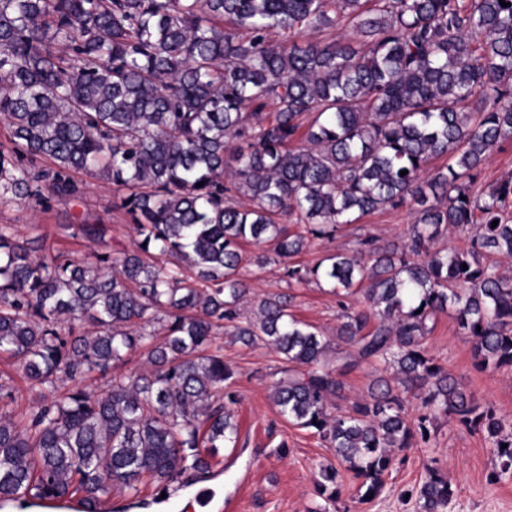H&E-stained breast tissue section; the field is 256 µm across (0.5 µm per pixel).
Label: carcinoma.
Masks as SVG:
<instances>
[{
    "mask_svg": "<svg viewBox=\"0 0 512 512\" xmlns=\"http://www.w3.org/2000/svg\"><path fill=\"white\" fill-rule=\"evenodd\" d=\"M505 2L0 0V120L11 143L0 149V206L71 197L76 174L102 176L138 236L132 251L88 263L0 224V355L54 392L18 420L0 416V504L76 496L82 512H99L114 489L137 498L149 481L164 492L177 473L208 472L218 449L238 442L233 371L217 344L228 327L291 365L274 402L361 479L358 503L380 495L396 452L431 439L427 417L407 419L409 394L484 432L496 478L512 476V432L426 347L428 321L452 307L475 365L512 369V277L489 260L512 257V180L473 190L484 161L512 143ZM336 27L348 34L272 39ZM409 203L402 243L367 236L314 267L288 265L311 240ZM282 214L307 233L290 232ZM450 228L470 233L467 246L434 249ZM77 230L104 242L102 224ZM246 242L269 249L251 258ZM252 262L361 294L336 326V347L353 359L327 361L330 340L288 312L289 295L244 314ZM161 314L168 334L149 371L98 393L57 386L126 364ZM84 321L95 334L75 333ZM372 361L389 375L330 416L341 377ZM338 477L320 472L329 501ZM419 494L426 512H441L455 487L432 470Z\"/></svg>",
    "mask_w": 512,
    "mask_h": 512,
    "instance_id": "obj_1",
    "label": "carcinoma"
}]
</instances>
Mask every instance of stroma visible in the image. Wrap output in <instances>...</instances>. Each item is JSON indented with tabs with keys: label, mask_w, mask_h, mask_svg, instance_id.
Returning a JSON list of instances; mask_svg holds the SVG:
<instances>
[{
	"label": "stroma",
	"mask_w": 512,
	"mask_h": 512,
	"mask_svg": "<svg viewBox=\"0 0 512 512\" xmlns=\"http://www.w3.org/2000/svg\"><path fill=\"white\" fill-rule=\"evenodd\" d=\"M75 181L78 192L73 198H53L40 205L20 200L0 207V224L13 225L24 239L47 238L85 262L93 261L98 252L117 255L134 249L136 232L122 212L113 210L111 183L82 174L76 175ZM80 220L104 223L103 243L63 233V225ZM413 221L408 205L375 211L343 226L333 238L313 240L291 262L314 266L326 255L352 250L363 235L384 242L404 240ZM243 275L251 288L243 303L245 311H253L269 294L287 292L292 297L291 313L329 337L336 334L341 305L356 307L361 301L357 295L339 299L324 283L287 285L273 264L247 267ZM219 342L239 394L238 404L232 407L239 442L236 448L220 449L207 474L188 471L175 477L167 490L168 512H422L418 491L432 467L447 475L456 489L444 512H512V477L494 479L499 461L484 433L451 422L439 412L433 416L429 444L398 453L384 478L381 495L371 503H358L360 481L338 462L334 450L311 430L280 415L272 385L284 377L288 363L262 343L246 346L227 334L220 336ZM426 346L479 402L494 407L505 430H512V370L478 369L453 311L437 314ZM0 384L14 393L12 403L0 405V415L21 417L50 398L48 387L28 382L5 357H0ZM329 465L340 473L339 493L332 502L321 497L315 485L320 469Z\"/></svg>",
	"instance_id": "35a3bbf8"
}]
</instances>
